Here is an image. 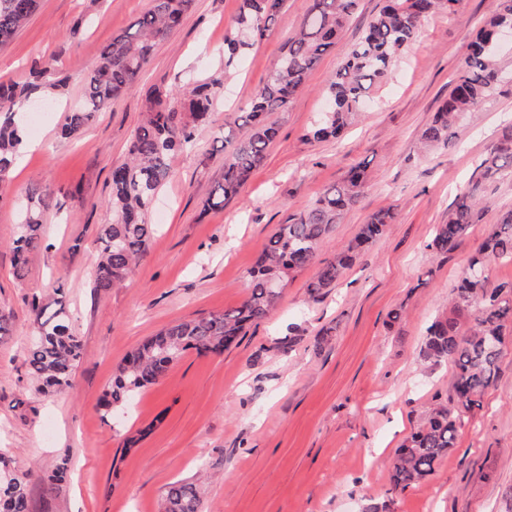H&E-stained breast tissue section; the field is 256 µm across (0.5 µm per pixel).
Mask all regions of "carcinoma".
I'll return each mask as SVG.
<instances>
[{
    "mask_svg": "<svg viewBox=\"0 0 512 512\" xmlns=\"http://www.w3.org/2000/svg\"><path fill=\"white\" fill-rule=\"evenodd\" d=\"M358 0H311L298 31L249 108L232 114L225 123L224 141L239 139L224 154V178L203 204L204 210L222 208L236 198L252 171L278 134L270 120L283 112L301 92L308 74L321 56L336 43L339 32L353 14ZM457 0H386L364 29L329 84L328 106L306 133L308 141L338 137L351 125L369 99L373 88L383 84L402 52L416 39L431 16L453 10ZM284 0H240L235 32L226 38L227 61L263 36L278 19ZM37 0H0V46L6 44L28 21ZM192 0H152L151 8L131 28L112 38L95 67L85 77L83 100L70 109L60 133L71 137L98 112L134 87L150 62L156 44L167 38L183 21ZM512 26V0H499L497 11L486 21L469 45L465 68L447 100L421 132L425 147L455 145L454 128L464 112H476L493 94L512 87V72L499 61L494 33ZM66 79L54 58L45 59L23 84L0 82V191L10 184L27 138L18 104L45 88L61 89ZM224 76L196 80L184 92V111L172 103L168 90H156L142 124L136 129L128 156L113 166L111 194L112 223L101 225L98 240L101 259L93 288L107 292L121 284L132 264L143 256L154 234L147 222L149 207L171 176V160L194 145L195 129L210 118L216 93ZM503 169L512 170V126L492 143L486 157L457 197L429 243L439 254L454 251L469 227L491 207L485 183ZM366 181L365 169L355 166L345 178L327 188L305 209L279 225L250 272L246 298L235 308L210 313L193 320L171 324L142 342L117 366L99 405L105 413L126 405L144 388L156 383L182 354L194 349L200 354H220L237 343L246 329L265 320L275 306L281 286L292 272L315 268L308 284L317 297L336 286L364 250L387 230L394 220L392 209L373 212L361 225L353 241L330 259H318L319 248L344 213L359 202ZM49 188L36 182L20 208V232L12 242L14 275L27 274L29 255L41 244V214L49 206ZM498 260L512 261V210L500 214L475 251L469 267L487 268ZM33 340L28 348L30 379L40 393H57L72 387L82 354L79 337L65 306L57 298L32 303ZM512 336V284H493L486 275L475 278L465 273L454 288L451 314L435 320L421 348L423 360L432 366H452L449 400L437 403L425 422L403 442L392 463L393 492L421 484L435 471L438 462L455 446L459 429L478 405V398L495 382L498 361L506 337ZM30 471L12 466L0 449V512H29ZM164 512H200L198 485L189 481L172 483L164 496Z\"/></svg>",
    "mask_w": 512,
    "mask_h": 512,
    "instance_id": "cac0c4a2",
    "label": "carcinoma"
}]
</instances>
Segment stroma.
I'll return each instance as SVG.
<instances>
[{"label": "stroma", "instance_id": "stroma-1", "mask_svg": "<svg viewBox=\"0 0 512 512\" xmlns=\"http://www.w3.org/2000/svg\"><path fill=\"white\" fill-rule=\"evenodd\" d=\"M380 3L359 0L306 90L273 114L279 133L263 163L236 199L209 211L203 202L224 176L225 120L248 108L309 0H286L271 30L229 67L225 38L239 0H193L135 86L71 139L59 131L84 95L85 75L152 0H39L27 25L0 47V81L24 82L48 56L68 78L0 197V309L12 315L9 335L0 338V448L32 473L30 512H160L168 486L184 480L197 481L201 512H366L385 503L392 512H512V339L497 381L454 448L424 484L389 494L397 448L451 391L450 365L430 369L419 355L427 329L448 316L459 277L498 213L512 210V175L496 176L487 184L492 207L456 250L429 248L488 144L512 124L511 89L460 123L458 146L418 148L472 34L498 0H457L453 12L425 22L359 122L341 139L308 142L324 89ZM222 69L229 75L210 122L199 127L190 152L173 158L171 178L155 198L146 254L122 285L94 291L98 229L112 221V167L124 158L152 91ZM358 163L366 167L364 192L320 258L347 245L373 212L393 208L395 220L335 288L313 297V268L294 273L272 314L238 345L219 356L186 351L123 412L104 416L98 400L129 352L170 324L239 305L278 225ZM37 181L50 188L52 205L43 244L19 281L11 244L19 206ZM59 285L83 357L71 388L44 395L24 363L30 308ZM326 328L332 334L324 341ZM293 331L300 341L283 352L281 341ZM62 464L67 478L47 487Z\"/></svg>", "mask_w": 512, "mask_h": 512}]
</instances>
